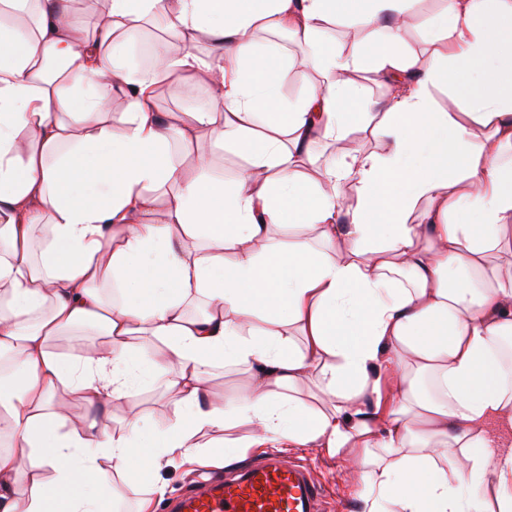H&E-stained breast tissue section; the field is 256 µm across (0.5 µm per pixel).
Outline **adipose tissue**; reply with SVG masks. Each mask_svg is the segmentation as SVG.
Masks as SVG:
<instances>
[{
    "label": "adipose tissue",
    "mask_w": 512,
    "mask_h": 512,
    "mask_svg": "<svg viewBox=\"0 0 512 512\" xmlns=\"http://www.w3.org/2000/svg\"><path fill=\"white\" fill-rule=\"evenodd\" d=\"M413 2L103 0L88 30L71 0H0V512H109L114 476L274 442L352 461L363 512H512V0H447L423 58ZM346 16L342 53L323 25ZM147 24L167 40L139 71L128 37ZM259 29L316 73L296 100ZM164 77L207 83V103L163 121ZM357 130L374 149H311ZM217 147L246 157L233 180ZM289 227L301 241L276 240ZM91 324L100 347L53 351ZM135 336L154 348L133 356ZM219 364L249 380L215 401ZM158 380L176 413L152 446L151 413L99 425ZM61 389L90 417L55 409Z\"/></svg>",
    "instance_id": "obj_1"
}]
</instances>
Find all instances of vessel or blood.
Segmentation results:
<instances>
[{"label": "vessel or blood", "instance_id": "vessel-or-blood-1", "mask_svg": "<svg viewBox=\"0 0 512 512\" xmlns=\"http://www.w3.org/2000/svg\"><path fill=\"white\" fill-rule=\"evenodd\" d=\"M324 489L301 465L265 455L226 471L207 472L202 491L174 512H322Z\"/></svg>", "mask_w": 512, "mask_h": 512}]
</instances>
